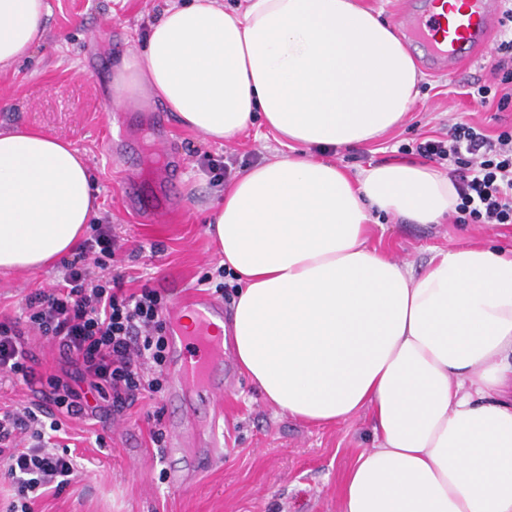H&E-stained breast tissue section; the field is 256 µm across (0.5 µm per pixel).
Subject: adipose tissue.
<instances>
[{
  "label": "adipose tissue",
  "mask_w": 512,
  "mask_h": 512,
  "mask_svg": "<svg viewBox=\"0 0 512 512\" xmlns=\"http://www.w3.org/2000/svg\"><path fill=\"white\" fill-rule=\"evenodd\" d=\"M48 14L47 0H0V69L44 41ZM418 81L358 0H188L153 21L113 89L150 92L213 140L259 122L293 144L225 186L207 232L240 285L232 349L263 397L320 426L371 413L340 512H512V255L468 244L412 275L369 246L370 212L436 223L459 202L451 178L410 162L353 180L306 153L394 128ZM95 214L76 150L0 130V270L76 252Z\"/></svg>",
  "instance_id": "ef3b65f1"
}]
</instances>
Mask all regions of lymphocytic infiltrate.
Returning <instances> with one entry per match:
<instances>
[{"instance_id":"1","label":"lymphocytic infiltrate","mask_w":512,"mask_h":512,"mask_svg":"<svg viewBox=\"0 0 512 512\" xmlns=\"http://www.w3.org/2000/svg\"><path fill=\"white\" fill-rule=\"evenodd\" d=\"M416 154L448 163L460 202L456 223L512 224V131L490 137L480 127L452 124L444 138L426 139ZM111 225H97L64 263L61 282L25 297L22 317L0 315V374L22 382L35 399L0 411V465L17 489L8 512H38L49 489H62L74 459L54 452L51 435L67 419L96 416L87 399L97 393L111 416L123 415L160 390L166 361L163 305L156 290L130 293L106 264L120 250ZM45 338L61 368L43 370L31 339Z\"/></svg>"}]
</instances>
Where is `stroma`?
Segmentation results:
<instances>
[{"label": "stroma", "mask_w": 512, "mask_h": 512, "mask_svg": "<svg viewBox=\"0 0 512 512\" xmlns=\"http://www.w3.org/2000/svg\"><path fill=\"white\" fill-rule=\"evenodd\" d=\"M48 36L29 59L0 72V128L41 130L69 142L85 159L97 196V217L114 225L126 252L113 272L127 291L148 286L164 307L183 299L187 288L205 291L231 306L237 283L223 282L220 258L207 233L210 205L223 179L203 165L204 156L254 164L285 154L275 135L256 126L248 135L214 142L180 124L158 99L135 107L116 102L112 71L143 42L166 0H48ZM411 54L421 74L418 95L405 121L375 141L323 152L350 178L368 166L399 159L402 145L467 120L497 136L512 130V109L476 102L471 85L491 77L495 47L469 66L437 74L423 53ZM154 205L164 222H143V205ZM482 243L512 252V224H411L374 214L369 244L412 273L437 253ZM63 267L0 271V312L16 315L23 299L50 288ZM162 389L125 416L68 420L77 471L59 493L48 492L39 512H340L336 489L358 454L373 442L370 415L362 411L330 426L307 424L281 413L240 371L232 351L224 353V394L210 401L174 391L170 371ZM220 414L221 453L203 470L186 457L151 441L189 431L191 422ZM109 445H95L97 434Z\"/></svg>", "instance_id": "35a3bbf8"}]
</instances>
